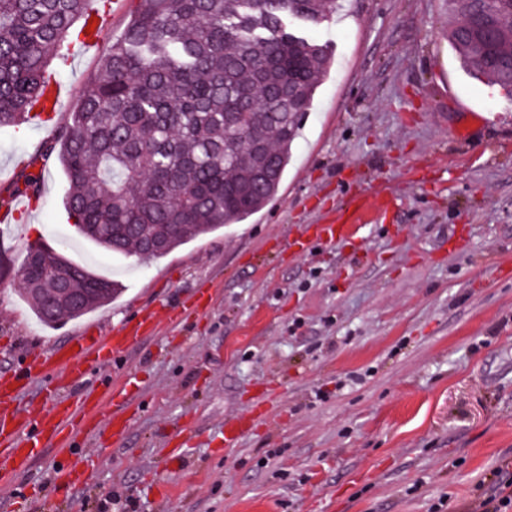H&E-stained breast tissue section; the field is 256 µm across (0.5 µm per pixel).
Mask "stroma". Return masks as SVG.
Returning <instances> with one entry per match:
<instances>
[{
  "instance_id": "obj_1",
  "label": "stroma",
  "mask_w": 512,
  "mask_h": 512,
  "mask_svg": "<svg viewBox=\"0 0 512 512\" xmlns=\"http://www.w3.org/2000/svg\"><path fill=\"white\" fill-rule=\"evenodd\" d=\"M136 3L115 5L95 49L55 65L70 94L52 122L0 128V194L32 157L44 172L39 203L0 224V370L21 378L24 407L46 409L27 355L149 306L158 328L96 370L137 380L126 439L80 437L81 486L55 484L47 451L0 490V512H97L108 497L116 512H466L492 472H512V94L461 67L446 0H345L316 26L288 18L334 63L276 194L138 261L80 233L59 159L43 153ZM359 199L369 209L342 239H312ZM38 242L123 292L41 323L16 278ZM231 420L243 429L228 447ZM185 429L195 437L170 468L167 442Z\"/></svg>"
}]
</instances>
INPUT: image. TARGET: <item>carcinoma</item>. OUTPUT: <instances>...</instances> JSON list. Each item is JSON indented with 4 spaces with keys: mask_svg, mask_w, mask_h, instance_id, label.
I'll use <instances>...</instances> for the list:
<instances>
[{
    "mask_svg": "<svg viewBox=\"0 0 512 512\" xmlns=\"http://www.w3.org/2000/svg\"><path fill=\"white\" fill-rule=\"evenodd\" d=\"M90 0H0V127H19L49 102L52 59L87 38ZM341 0H138L120 39L83 86L80 111L46 142L67 180L65 206L91 242L140 260L160 258L226 224H239L277 191L303 116L332 63L326 44L288 41L283 19L319 24ZM457 24L448 42L464 69L512 93V0H496L502 36L493 56L465 25L480 0H448ZM32 158L15 193L40 199ZM22 270L20 295L51 325L79 318L123 291L73 264L81 307H50L57 273L51 249Z\"/></svg>",
    "mask_w": 512,
    "mask_h": 512,
    "instance_id": "cac0c4a2",
    "label": "carcinoma"
}]
</instances>
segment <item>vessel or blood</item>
Here are the masks:
<instances>
[{
    "label": "vessel or blood",
    "instance_id": "obj_1",
    "mask_svg": "<svg viewBox=\"0 0 512 512\" xmlns=\"http://www.w3.org/2000/svg\"><path fill=\"white\" fill-rule=\"evenodd\" d=\"M158 326L155 312H146L135 321L113 328L108 336H75L63 347L48 353H38L28 359L30 375L41 376L55 370L54 386L87 384L98 361L117 362L132 348L152 335ZM88 386V384H87ZM19 382L10 373L0 374V453L6 454L11 467L6 476L25 473L32 461L52 446H59L63 457L56 480L75 485L80 481L78 464L72 461V446L86 425L95 423L99 400L106 397L112 403L113 442L122 441L129 427L130 407L126 392L113 390L111 384L88 386L87 391L69 397L66 403L31 416L19 404Z\"/></svg>",
    "mask_w": 512,
    "mask_h": 512
}]
</instances>
